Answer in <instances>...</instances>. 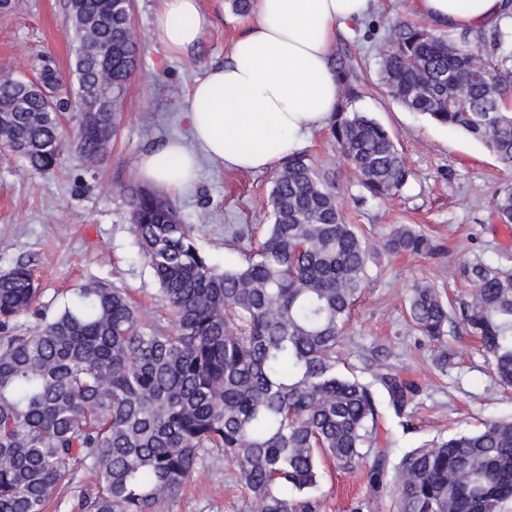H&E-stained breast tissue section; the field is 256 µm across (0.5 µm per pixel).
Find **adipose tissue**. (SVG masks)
<instances>
[{"instance_id": "1", "label": "adipose tissue", "mask_w": 512, "mask_h": 512, "mask_svg": "<svg viewBox=\"0 0 512 512\" xmlns=\"http://www.w3.org/2000/svg\"><path fill=\"white\" fill-rule=\"evenodd\" d=\"M370 0H257V16L228 61L209 67L185 105L193 145L169 141L144 152L139 178L168 191L192 184L200 157L238 171H266L297 152L336 110L329 62L336 33L362 20ZM441 26L491 28L512 17V0H417ZM210 19L200 0H161L155 35L172 53L200 41Z\"/></svg>"}]
</instances>
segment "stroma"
I'll list each match as a JSON object with an SVG mask.
<instances>
[{
  "label": "stroma",
  "mask_w": 512,
  "mask_h": 512,
  "mask_svg": "<svg viewBox=\"0 0 512 512\" xmlns=\"http://www.w3.org/2000/svg\"><path fill=\"white\" fill-rule=\"evenodd\" d=\"M210 25L189 53H170L154 34L159 0H133L132 25L142 45V62L132 77L120 113V129L104 160L86 169L74 150L63 153L50 173L31 175L15 156L0 155V270L28 261L40 284L37 309L53 313L67 291L101 280L127 289L154 323L163 308L156 285L131 232L128 187L139 186L136 162L147 149L172 139L189 140L185 100L207 68L224 62L254 13L236 14L229 0H200ZM66 0H16L13 13L0 15V76L32 77L34 54L50 53L69 74L73 51L65 36ZM430 27L415 0H372L368 15L348 24L332 46L331 65L353 72L354 111L363 112L394 133L403 150L409 180L398 196L366 197L353 185L329 127L314 131L304 150L330 163L343 187L338 201L349 223L369 243H379L396 224L430 236L436 253L382 254L373 258L361 299L341 342L340 368L366 377L370 361L388 364L417 383L406 406V424L381 426L372 449L387 448L392 461L403 452L447 437L455 428L478 429L489 420L512 416V389L499 385L478 340L456 330L438 344L422 336L407 315L414 283L427 282L450 296L462 292L461 263L481 259L512 272V229L491 213L496 189L512 180L478 140L412 112L387 96L378 63L389 25L396 19ZM273 171L224 170L202 160L194 185L170 192L200 247L220 266L243 258L248 240L236 228L269 221L266 202ZM368 460L344 468L323 464L320 512H352L369 497ZM251 502L234 468L220 459L204 461L178 497L158 512H251Z\"/></svg>",
  "instance_id": "obj_1"
}]
</instances>
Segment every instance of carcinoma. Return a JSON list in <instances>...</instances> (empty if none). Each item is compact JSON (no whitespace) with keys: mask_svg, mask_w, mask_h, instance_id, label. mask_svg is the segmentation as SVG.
Instances as JSON below:
<instances>
[{"mask_svg":"<svg viewBox=\"0 0 512 512\" xmlns=\"http://www.w3.org/2000/svg\"><path fill=\"white\" fill-rule=\"evenodd\" d=\"M131 0H68L65 34L79 82L70 93L54 61L35 79L0 77V151L35 175L66 148L62 116L78 122L75 149L88 168L118 131L139 62L129 37ZM339 102L330 133L357 185L397 195L410 172L396 136L350 109L349 69L335 70ZM379 80L389 97L431 121L462 129L512 168V30L460 36L407 22L390 26ZM112 111H88L87 100ZM336 169L304 152L288 156L269 194L270 223L244 260L226 269L198 246L164 195L130 189L131 231L169 311L171 327L146 325L122 288L91 281L32 326L39 287L29 265L0 272V512H45L63 482L90 472L83 512H157L213 455L234 467L253 512H319L320 457L350 466L377 434L385 410L402 418L412 384L390 366L369 380L338 368L336 346L365 288L370 247L345 221ZM512 224V184L493 199ZM379 249L432 253L430 239L395 226ZM465 296L451 303L430 284L410 290L408 314L438 343L448 327L480 338L492 369L512 387V274L476 260L460 266ZM388 452L373 456L379 507ZM397 512H512V418L459 431L404 453Z\"/></svg>","mask_w":512,"mask_h":512,"instance_id":"cac0c4a2","label":"carcinoma"}]
</instances>
